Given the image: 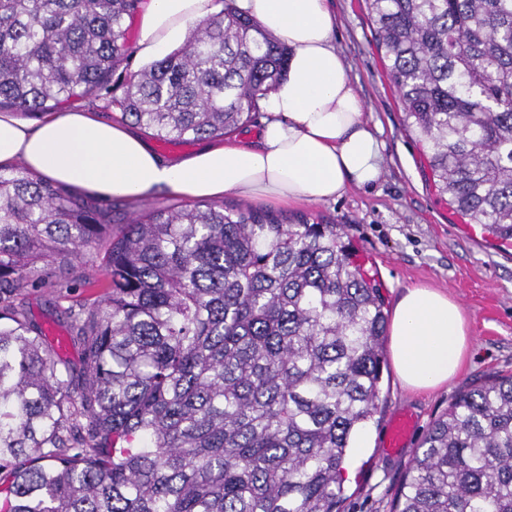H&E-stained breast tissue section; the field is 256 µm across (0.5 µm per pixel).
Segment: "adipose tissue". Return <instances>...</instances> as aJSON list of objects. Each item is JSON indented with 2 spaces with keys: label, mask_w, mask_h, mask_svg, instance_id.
Instances as JSON below:
<instances>
[{
  "label": "adipose tissue",
  "mask_w": 512,
  "mask_h": 512,
  "mask_svg": "<svg viewBox=\"0 0 512 512\" xmlns=\"http://www.w3.org/2000/svg\"><path fill=\"white\" fill-rule=\"evenodd\" d=\"M242 13L290 55L287 72L264 97L255 143L214 140L175 160L156 154L123 122L69 108L38 123L0 113V168L24 164L77 193L132 201L161 193L219 200L323 203L350 186L375 183L384 143L364 116L334 39L329 0H236ZM216 0H149L135 54L150 61L184 43ZM473 339L460 306L437 288L417 286L398 299L390 326L392 360L402 385L426 391L455 378Z\"/></svg>",
  "instance_id": "obj_1"
}]
</instances>
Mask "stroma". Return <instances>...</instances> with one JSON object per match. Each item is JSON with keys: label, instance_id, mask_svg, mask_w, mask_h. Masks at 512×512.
<instances>
[{"label": "stroma", "instance_id": "obj_1", "mask_svg": "<svg viewBox=\"0 0 512 512\" xmlns=\"http://www.w3.org/2000/svg\"><path fill=\"white\" fill-rule=\"evenodd\" d=\"M330 6L338 20L336 47L366 118L380 130L385 165L372 187L353 186L336 200L287 205L282 212L343 225L359 260L381 282L387 306L412 287L446 290L464 311L474 337L462 369L447 386L412 392L401 385L394 368L383 372L378 411L352 456L356 468L345 483L340 512H390L416 449L453 397L489 377L512 374V248L491 246L483 229L465 223L435 190L427 146L403 125V106L386 76L364 0H330ZM92 271L84 264L71 270L70 292L24 288L14 299L41 334L57 330L65 335L68 348L58 359L75 376L82 369V344L65 311L83 304L80 282ZM401 411L414 415L418 428L407 448L390 456L385 436Z\"/></svg>", "mask_w": 512, "mask_h": 512}]
</instances>
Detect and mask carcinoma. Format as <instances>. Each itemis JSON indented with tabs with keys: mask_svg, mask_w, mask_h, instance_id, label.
Instances as JSON below:
<instances>
[{
	"mask_svg": "<svg viewBox=\"0 0 512 512\" xmlns=\"http://www.w3.org/2000/svg\"><path fill=\"white\" fill-rule=\"evenodd\" d=\"M129 77L140 0H0V109L112 97L158 138L250 122L289 50L235 0ZM434 185L512 241V0H365ZM339 224L146 205L117 229L18 165L0 172V512H339L354 434L378 410L388 312ZM78 391L31 335L21 288H69ZM55 268L60 277L45 278ZM392 512H512V375L459 392Z\"/></svg>",
	"mask_w": 512,
	"mask_h": 512,
	"instance_id": "obj_1",
	"label": "carcinoma"
}]
</instances>
